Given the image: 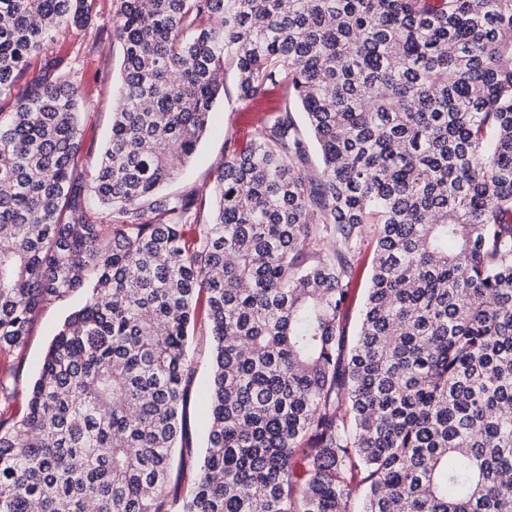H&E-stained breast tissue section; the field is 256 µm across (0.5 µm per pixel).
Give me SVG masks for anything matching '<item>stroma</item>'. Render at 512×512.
<instances>
[{
	"label": "stroma",
	"mask_w": 512,
	"mask_h": 512,
	"mask_svg": "<svg viewBox=\"0 0 512 512\" xmlns=\"http://www.w3.org/2000/svg\"><path fill=\"white\" fill-rule=\"evenodd\" d=\"M89 4L87 23L60 30L53 46L55 55L62 60L60 75L80 84L84 92L81 129L82 146L88 154L84 171V178L88 181L95 175L112 125L122 56L120 45L110 37L115 23L113 0H89ZM224 71V95L210 114L207 131L196 154L180 167L176 179L166 185L168 193L209 190L217 180L225 154L239 147L242 118L250 101L238 92L234 64L225 62ZM373 251V239L365 238L355 258V277L342 321L345 334L350 338L356 332L371 273ZM81 302V294L76 293L46 305L37 315L26 343L10 351H0V376L14 372L19 375L16 396L6 403L0 401V418L16 421L25 414L27 388L38 376L48 347L65 318ZM190 356L195 374L187 428L194 456L173 476L178 493L183 497L190 495L195 486L199 470L197 455L202 451L208 422L205 392L209 377V337H197L190 345Z\"/></svg>",
	"instance_id": "stroma-1"
}]
</instances>
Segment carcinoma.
Returning <instances> with one entry per match:
<instances>
[{
    "instance_id": "1",
    "label": "carcinoma",
    "mask_w": 512,
    "mask_h": 512,
    "mask_svg": "<svg viewBox=\"0 0 512 512\" xmlns=\"http://www.w3.org/2000/svg\"><path fill=\"white\" fill-rule=\"evenodd\" d=\"M115 2L92 185L77 84L38 78L0 112V350L87 292L0 420V512H512V0ZM88 12L0 0V92ZM227 57L243 96L283 105L211 205L165 195ZM196 335L211 408L180 498ZM373 251L374 240L371 236H368L360 245L355 258V277L351 285L350 301L344 311L342 321L345 334L349 339L353 338L356 332L365 290L368 286L371 273Z\"/></svg>"
}]
</instances>
